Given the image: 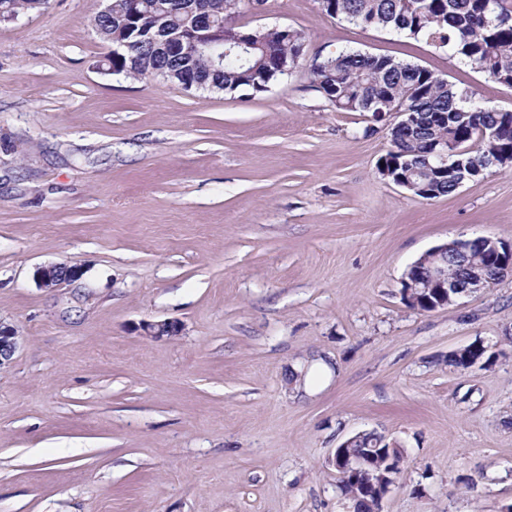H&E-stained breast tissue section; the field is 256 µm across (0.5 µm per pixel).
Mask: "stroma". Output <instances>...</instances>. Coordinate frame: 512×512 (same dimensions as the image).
I'll list each match as a JSON object with an SVG mask.
<instances>
[{
	"label": "stroma",
	"instance_id": "stroma-1",
	"mask_svg": "<svg viewBox=\"0 0 512 512\" xmlns=\"http://www.w3.org/2000/svg\"><path fill=\"white\" fill-rule=\"evenodd\" d=\"M102 0L0 22V512H353L331 463L400 447L382 512H512V275L420 312L402 278L479 235L512 242V166L423 199L377 166L397 117L339 112L305 68L263 93L119 80ZM249 28L418 64L486 107L425 40L267 0ZM80 279L38 287L37 267ZM176 320L153 338L146 323ZM491 367L448 363L475 342ZM18 347L15 329L0 322V367L9 364Z\"/></svg>",
	"mask_w": 512,
	"mask_h": 512
}]
</instances>
